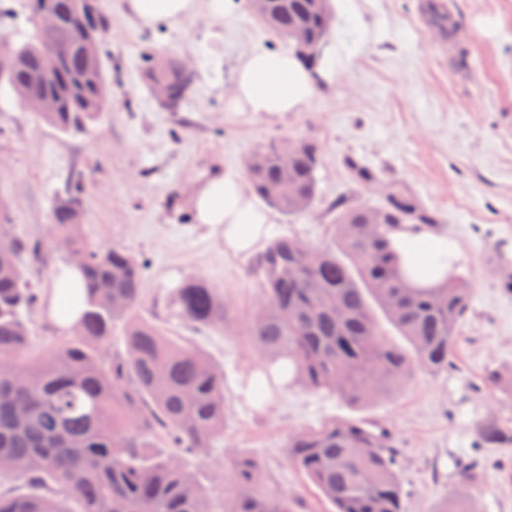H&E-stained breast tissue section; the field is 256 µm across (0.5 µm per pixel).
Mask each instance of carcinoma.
Returning <instances> with one entry per match:
<instances>
[{
    "mask_svg": "<svg viewBox=\"0 0 512 512\" xmlns=\"http://www.w3.org/2000/svg\"><path fill=\"white\" fill-rule=\"evenodd\" d=\"M57 10L54 35L42 33L43 2ZM76 0H27L32 34L17 43L0 35V88L18 100L44 96L56 103L38 116L63 133L84 129L101 114L109 91L102 57L84 62L87 31ZM257 21L291 47L300 41L326 44L335 16L330 0H268ZM57 49V80H37L43 59ZM150 86L166 84V108L188 99L194 74L182 59L154 50L144 55ZM300 150L283 160L288 145L253 149L245 167L251 192L287 216L313 211L321 146L300 139ZM354 180L384 185L375 204L336 199L331 242L322 247L293 235L272 238L252 274L261 297L249 319V336L267 363L254 396L265 403L275 384L325 390L365 404L391 394L415 369L455 366L456 331L470 308L474 285L457 273L420 288L402 270L390 234L438 224L436 214L375 169L345 159ZM83 175L69 178L52 207L47 246L83 263L84 309L69 334L36 359H23L39 305L25 259L39 261L43 246L10 235L0 245V477L12 476L42 491L0 492V512H296V497L273 493L263 464L236 454L222 507L187 469L184 457L224 444L227 406L224 372L197 349L141 320L145 264L120 246H96L83 233ZM381 213L371 223L372 211ZM174 306L187 323L224 329L233 306L209 282L189 277L177 288ZM408 341H386L374 309ZM126 330L125 351L105 346L112 329ZM162 440L167 450L153 451ZM485 448L512 443V426L491 418L479 429ZM287 457L316 486L334 512H403L397 450L385 432L362 421L332 419L288 440ZM481 461L459 464L464 487L475 486ZM456 494L440 512H474Z\"/></svg>",
    "mask_w": 512,
    "mask_h": 512,
    "instance_id": "1",
    "label": "carcinoma"
}]
</instances>
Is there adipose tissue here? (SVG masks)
Returning <instances> with one entry per match:
<instances>
[{
  "label": "adipose tissue",
  "mask_w": 512,
  "mask_h": 512,
  "mask_svg": "<svg viewBox=\"0 0 512 512\" xmlns=\"http://www.w3.org/2000/svg\"><path fill=\"white\" fill-rule=\"evenodd\" d=\"M200 0H127L133 17L146 25L179 26L196 13ZM360 40L349 29L336 33L334 48L327 51L319 68L303 66L292 54L253 51L242 55L236 66L230 106L238 112L259 115L302 112L327 83L340 61L341 52L360 51ZM194 220L210 225L224 241L227 256L244 261L265 238L273 215L257 208L247 195L242 179L217 172L196 189L192 203ZM395 246L417 286L430 288L446 275L449 260L459 253L447 235L438 231H406L395 235Z\"/></svg>",
  "instance_id": "1"
}]
</instances>
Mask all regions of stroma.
Masks as SVG:
<instances>
[{
  "label": "stroma",
  "instance_id": "35a3bbf8",
  "mask_svg": "<svg viewBox=\"0 0 512 512\" xmlns=\"http://www.w3.org/2000/svg\"><path fill=\"white\" fill-rule=\"evenodd\" d=\"M432 4L451 18L452 36L429 25ZM100 6L108 19L111 84L87 130L59 132L0 91V203L7 207L1 218L18 237L46 238L66 175L90 174L82 212L87 239L147 262L139 315L224 371L226 445L187 457V468L218 501L231 457L240 452L262 462L271 491L296 496L297 512H331L288 461V438L333 418L369 420L393 434L404 512H438L459 487V462L475 455L487 460L472 491L475 512H512V483L502 474L512 469V447L484 448L478 437L488 415L512 423V402L483 383L492 369L512 380V292L492 264L497 246L512 256V0H358L366 47L346 59L305 111L263 116L226 107L242 54L289 48L249 6L216 20L203 4L175 30L143 26L126 0ZM149 43L195 65L193 93L179 111L164 110L145 84L140 57ZM302 137L323 149L315 209L303 217L276 214L272 235L328 244L337 197L373 201L370 189L353 181L344 163L349 155L413 192L436 212L439 230L461 251L460 273L475 285L457 329L455 370L415 372L399 391L366 405L298 385L273 391L265 404L254 401L246 381L265 360L248 335V319L261 290L249 274L251 261L225 256L223 241L195 223L191 198L215 172L244 174L257 146ZM65 262L51 252L45 264L27 266L43 306L33 315L26 356L60 338L45 307ZM190 276L222 288L232 301L225 329L178 318L173 294Z\"/></svg>",
  "mask_w": 512,
  "mask_h": 512
}]
</instances>
